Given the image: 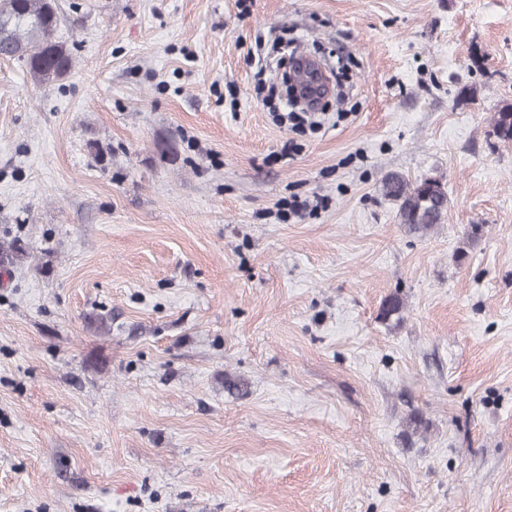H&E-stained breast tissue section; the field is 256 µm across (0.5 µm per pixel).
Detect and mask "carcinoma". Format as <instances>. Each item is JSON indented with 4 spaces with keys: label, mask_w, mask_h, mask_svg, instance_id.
Wrapping results in <instances>:
<instances>
[{
    "label": "carcinoma",
    "mask_w": 512,
    "mask_h": 512,
    "mask_svg": "<svg viewBox=\"0 0 512 512\" xmlns=\"http://www.w3.org/2000/svg\"><path fill=\"white\" fill-rule=\"evenodd\" d=\"M59 21L55 0H0V54L22 61L39 86L64 77L73 65L71 52L55 37ZM493 131L501 142L512 143V102L496 109ZM382 193L398 202L401 223L411 233H426L443 223L447 214L446 187L436 178L410 184L390 174ZM404 307L400 294H390L381 304L379 318L397 325L403 320Z\"/></svg>",
    "instance_id": "obj_1"
}]
</instances>
